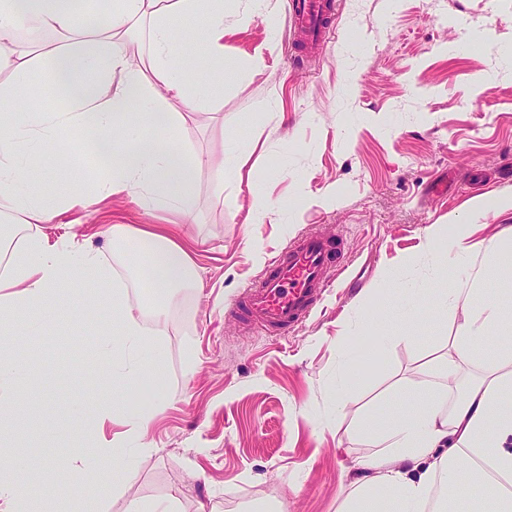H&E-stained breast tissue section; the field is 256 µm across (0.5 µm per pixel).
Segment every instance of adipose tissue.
<instances>
[{"label":"adipose tissue","instance_id":"ef3b65f1","mask_svg":"<svg viewBox=\"0 0 512 512\" xmlns=\"http://www.w3.org/2000/svg\"><path fill=\"white\" fill-rule=\"evenodd\" d=\"M237 2L110 0L95 24L82 30L79 0H0V73L9 72L19 82L36 73L47 75L62 102L53 111L23 110L13 107L0 89V214L21 215L24 225L34 229L0 271V337L12 336L19 312L31 307L52 311L65 274L76 270L106 282L104 300L119 317L120 340L102 342L112 355L113 378L128 384L151 379L153 371L142 355L147 331L140 308L128 301L123 279L98 250L78 251L35 231L63 212L86 207V199L71 189L47 201L21 158L34 147L67 152L69 144L59 133L72 130L104 168L100 199L125 195L153 212L183 216L193 211L194 179L203 160L171 133L188 114L201 111L209 96L183 73L194 67L216 74L232 69L224 39L260 17L265 0H250V9L243 11ZM189 16L202 17V30L183 27ZM29 23L59 34L60 44L48 49L16 45L19 29ZM135 24L150 27V50L140 58L129 49L128 32ZM197 38L204 42V55H182L180 44ZM174 100L182 111H171ZM144 123L151 129L146 136L137 132ZM104 235L145 253L158 298L195 279L191 256L170 235L128 224L108 225ZM429 294L443 307L465 304L451 348L433 360L427 380L408 385L407 396L419 402L413 413L376 406L360 420V435L380 451L355 461L352 492L342 512H425L436 485L441 488L438 512H454L476 488L494 512H512V403L505 400L512 394V342L489 343L496 328L512 333V295L494 301L483 288H433ZM392 305L385 294L368 299L358 325L372 338L367 351L339 339L337 410L346 408L351 392L386 360L395 338L379 316ZM475 361L481 364L480 374L460 385L464 365ZM24 375L22 362L0 353L1 422H10L19 406L16 383Z\"/></svg>","mask_w":512,"mask_h":512}]
</instances>
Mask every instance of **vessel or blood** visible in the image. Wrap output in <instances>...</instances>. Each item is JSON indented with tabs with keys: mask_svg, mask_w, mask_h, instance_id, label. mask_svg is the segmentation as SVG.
Segmentation results:
<instances>
[{
	"mask_svg": "<svg viewBox=\"0 0 512 512\" xmlns=\"http://www.w3.org/2000/svg\"><path fill=\"white\" fill-rule=\"evenodd\" d=\"M333 16L334 0H291V27L311 41L323 37ZM330 249V242L317 231L290 240L245 289L241 310L272 332L285 334L297 327L332 284Z\"/></svg>",
	"mask_w": 512,
	"mask_h": 512,
	"instance_id": "obj_1",
	"label": "vessel or blood"
}]
</instances>
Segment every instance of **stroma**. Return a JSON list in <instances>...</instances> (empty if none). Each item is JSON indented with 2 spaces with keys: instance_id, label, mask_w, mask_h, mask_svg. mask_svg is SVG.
I'll use <instances>...</instances> for the list:
<instances>
[{
  "instance_id": "stroma-1",
  "label": "stroma",
  "mask_w": 512,
  "mask_h": 512,
  "mask_svg": "<svg viewBox=\"0 0 512 512\" xmlns=\"http://www.w3.org/2000/svg\"><path fill=\"white\" fill-rule=\"evenodd\" d=\"M289 2L267 0L275 29L259 18L225 39L236 69L215 87L208 111L191 113L175 132L205 160L198 208L177 229L198 281L174 291L162 324L151 314L146 258L99 230L160 224L163 215L115 196L40 225L50 240L66 234L75 246L100 248L159 333L145 339L156 383L129 386L113 380L100 350L118 324L97 300L98 280L69 273L38 333L29 324L39 312L23 313L13 354L28 378L14 423L39 472L32 498L78 512H126L134 499H171L178 512H340L350 491L345 466L373 452L355 424L378 395L406 409L398 386L422 380L423 363L447 352L457 314L424 301L411 323L389 318L399 341L385 370L340 413L331 399L337 338L358 341L370 293L389 288L405 303L416 289L469 287L484 253L512 234V209L486 200L512 196V0H401L394 10L388 0H336L323 49L304 55L293 48ZM231 142L245 163L226 172ZM28 162L46 199L67 184L95 193L99 172L82 146ZM219 178L220 203L211 196ZM443 178L447 196L429 195ZM257 192L280 214L254 212ZM435 224L471 225L470 268L431 256L426 233ZM314 228L341 239L349 266L310 317L273 336L236 315L273 250ZM113 406L152 412L148 430L130 435L109 422L89 445L85 432ZM77 456L96 475H116V489L103 494L66 474L64 463ZM66 476L82 483L79 499L63 489Z\"/></svg>"
}]
</instances>
